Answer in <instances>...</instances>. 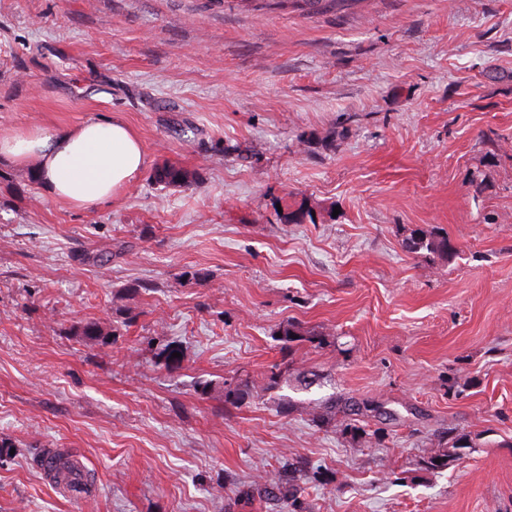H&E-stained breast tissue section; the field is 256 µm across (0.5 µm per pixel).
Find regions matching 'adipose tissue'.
I'll return each instance as SVG.
<instances>
[{
    "label": "adipose tissue",
    "mask_w": 512,
    "mask_h": 512,
    "mask_svg": "<svg viewBox=\"0 0 512 512\" xmlns=\"http://www.w3.org/2000/svg\"><path fill=\"white\" fill-rule=\"evenodd\" d=\"M33 165L45 195L81 210L116 201L147 168L137 132L120 116L62 130L0 129V162Z\"/></svg>",
    "instance_id": "obj_1"
}]
</instances>
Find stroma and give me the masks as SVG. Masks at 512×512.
<instances>
[{
	"label": "stroma",
	"instance_id": "obj_1",
	"mask_svg": "<svg viewBox=\"0 0 512 512\" xmlns=\"http://www.w3.org/2000/svg\"><path fill=\"white\" fill-rule=\"evenodd\" d=\"M115 114L149 158L118 201L0 163V512H277L252 491L300 457L301 512H512V0H0V128ZM418 229L456 257L407 253ZM289 321L325 345L284 352ZM332 396L394 418L350 438ZM449 429L468 447L415 470ZM152 179L158 185L181 186L189 182V176L186 170L174 165H164L155 169ZM222 395L224 397V413L229 414L233 409H239L253 396L252 386L248 379H238L234 383L224 382ZM49 454V452L40 454V456L38 457V462H40V464L43 465L42 462L44 461L45 457ZM56 457L60 458L58 455L55 454L54 456L46 457V459L49 458L52 462L49 471L52 473L55 482H65L71 488H79L81 486L80 483H76L75 486L74 481H80L82 479V473L80 471L75 470L71 475V467L67 465L66 462H61L60 459H56ZM70 475L73 481L71 480Z\"/></svg>",
	"mask_w": 512,
	"mask_h": 512
}]
</instances>
